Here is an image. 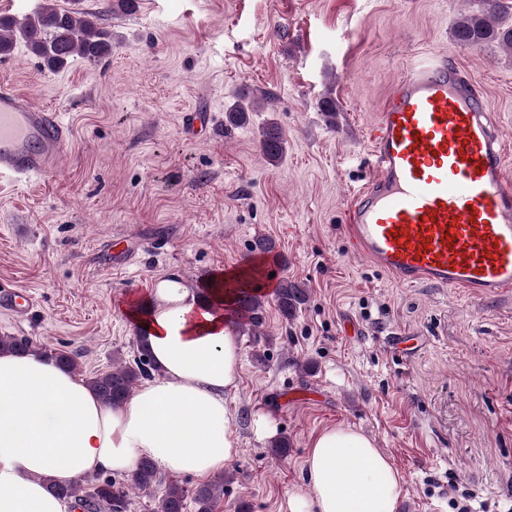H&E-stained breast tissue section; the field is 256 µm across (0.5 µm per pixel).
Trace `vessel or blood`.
I'll return each instance as SVG.
<instances>
[{
    "mask_svg": "<svg viewBox=\"0 0 512 512\" xmlns=\"http://www.w3.org/2000/svg\"><path fill=\"white\" fill-rule=\"evenodd\" d=\"M70 130L59 113L0 87V183L55 171ZM366 182L345 205L352 252L406 286L512 291V155L473 82L430 52L408 65L366 133ZM22 288L0 311L26 318Z\"/></svg>",
    "mask_w": 512,
    "mask_h": 512,
    "instance_id": "b4317fda",
    "label": "vessel or blood"
}]
</instances>
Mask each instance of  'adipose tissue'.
I'll return each mask as SVG.
<instances>
[{"instance_id": "adipose-tissue-1", "label": "adipose tissue", "mask_w": 512, "mask_h": 512, "mask_svg": "<svg viewBox=\"0 0 512 512\" xmlns=\"http://www.w3.org/2000/svg\"><path fill=\"white\" fill-rule=\"evenodd\" d=\"M235 271L188 286L170 275L122 310L160 372L118 406L41 355L0 351V512H68L49 483L90 473L128 474L141 457L165 470L221 474L240 452L224 394L241 369V345L224 310ZM308 491L287 512H395L400 478L374 440L348 426L322 430L306 459Z\"/></svg>"}]
</instances>
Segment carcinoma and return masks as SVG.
Segmentation results:
<instances>
[{"instance_id":"carcinoma-1","label":"carcinoma","mask_w":512,"mask_h":512,"mask_svg":"<svg viewBox=\"0 0 512 512\" xmlns=\"http://www.w3.org/2000/svg\"><path fill=\"white\" fill-rule=\"evenodd\" d=\"M484 4L481 13L466 16L457 23L454 30L456 40L469 48H479L486 42L496 41L512 50V25L502 27L491 22V18L502 9V0H484ZM19 39L51 71L63 68L74 56L98 62L112 54V32L102 26L92 13L75 8L45 7L22 21L0 16V56L10 55ZM260 147L271 162L283 156L285 139L275 124L268 125L264 130ZM276 302L281 314L291 318L308 302V294L305 289L283 279L276 288ZM235 305L238 319L246 321L253 328L262 325L264 304L254 291L249 288L237 289ZM0 350L28 353L36 351V347L27 338L0 336ZM137 351L132 361L115 366L87 381V385L104 403L112 406L124 403L132 396L138 381L152 378L158 371L144 346L137 345ZM42 353L65 370H78L76 355L71 352L44 349ZM156 473L155 461L143 458L138 461L125 483L110 478H97L86 486L75 482L68 485L53 484L51 489L58 497L72 499L78 506L91 512L101 506L108 512H128L129 491L150 488ZM223 494L222 474L192 490L173 484L155 504L152 512H186L189 500L194 504L196 512H215Z\"/></svg>"}]
</instances>
